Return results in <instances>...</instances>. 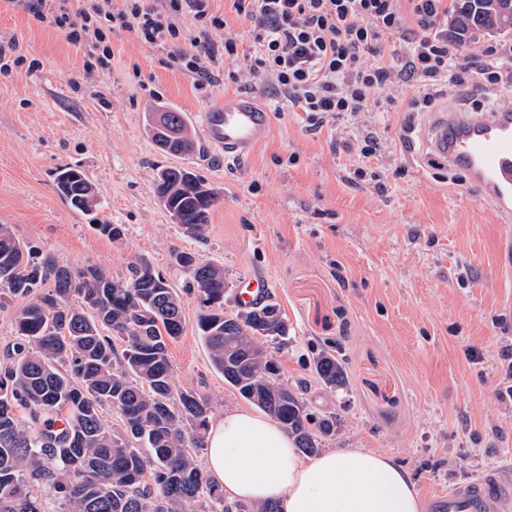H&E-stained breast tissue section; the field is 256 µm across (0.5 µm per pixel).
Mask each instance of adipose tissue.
Masks as SVG:
<instances>
[{"label":"adipose tissue","mask_w":512,"mask_h":512,"mask_svg":"<svg viewBox=\"0 0 512 512\" xmlns=\"http://www.w3.org/2000/svg\"><path fill=\"white\" fill-rule=\"evenodd\" d=\"M206 474L232 502H272L280 512H421L409 472L365 448L299 456L273 418L233 409L207 433Z\"/></svg>","instance_id":"obj_1"}]
</instances>
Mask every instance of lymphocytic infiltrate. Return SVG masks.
<instances>
[{"label": "lymphocytic infiltrate", "mask_w": 512, "mask_h": 512, "mask_svg": "<svg viewBox=\"0 0 512 512\" xmlns=\"http://www.w3.org/2000/svg\"><path fill=\"white\" fill-rule=\"evenodd\" d=\"M44 2L17 0L34 17H48L69 42L89 45L87 74L111 68V35L131 29L145 44L168 47L172 63L201 80H210L221 55L251 75L271 77L289 106L316 124L330 114L371 111L391 86L411 91V112L434 111L440 97L469 87L512 94V42L462 46L449 39L442 26L448 0H232L250 21L244 50L234 37L214 42L225 20L210 0H164L160 9L149 0H121L118 8L112 0H76V8L49 16ZM409 13L417 27L406 36ZM183 18L191 20L192 35L180 27ZM397 33L400 44H385Z\"/></svg>", "instance_id": "1"}]
</instances>
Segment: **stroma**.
Returning a JSON list of instances; mask_svg holds the SVG:
<instances>
[{
    "label": "stroma",
    "mask_w": 512,
    "mask_h": 512,
    "mask_svg": "<svg viewBox=\"0 0 512 512\" xmlns=\"http://www.w3.org/2000/svg\"><path fill=\"white\" fill-rule=\"evenodd\" d=\"M15 40L31 69L0 77V224L79 269L126 275L147 260L179 291L183 331L169 344L174 385L208 398L212 417L246 402L224 382L197 334L199 300L176 255L224 268L226 313H237L239 281L254 271L290 325V342L265 346L288 387L305 383L309 414L335 416L324 448H369L411 474L419 497L512 468V400L500 353L512 347V242L465 177L428 161L423 112L387 88L369 112L278 111L272 81L241 77L198 88L167 64V52L123 31L112 38L109 72L86 76L88 49L12 0H0V40ZM249 93L272 112V127L245 164L208 148L187 164L219 194L196 237L154 194L159 167L175 159L144 133L158 103L198 115L224 95ZM377 139L363 158L365 135ZM83 170L98 206L83 215L58 196V168ZM366 168L364 178L355 171ZM108 222L122 240L97 232ZM480 362H471L468 349ZM329 349L347 384L326 387L310 361Z\"/></svg>",
    "instance_id": "obj_1"
}]
</instances>
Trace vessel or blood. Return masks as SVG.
Returning <instances> with one entry per match:
<instances>
[{
    "label": "vessel or blood",
    "mask_w": 512,
    "mask_h": 512,
    "mask_svg": "<svg viewBox=\"0 0 512 512\" xmlns=\"http://www.w3.org/2000/svg\"><path fill=\"white\" fill-rule=\"evenodd\" d=\"M270 126L268 109L247 93L224 96L200 119L205 145L229 164L247 161ZM430 130L432 153L448 169L464 172L501 222L512 221V113L444 110L435 113ZM270 293L268 277L251 273L238 292V305L253 308ZM426 512H512V471L487 472L428 498Z\"/></svg>",
    "instance_id": "1"
}]
</instances>
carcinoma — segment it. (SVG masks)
Here are the masks:
<instances>
[{"label": "carcinoma", "instance_id": "1", "mask_svg": "<svg viewBox=\"0 0 512 512\" xmlns=\"http://www.w3.org/2000/svg\"><path fill=\"white\" fill-rule=\"evenodd\" d=\"M510 30L512 0H455L448 18V37L461 45L479 32ZM146 126L154 143L165 141L161 153H195L184 113L166 108ZM55 186L75 211L97 206L81 170L58 169ZM154 192L166 196L177 223L203 234L218 193L201 176L166 166ZM176 259L203 304L196 327L212 366L288 430L301 453L318 452L335 435L336 417H311L301 401L305 383L292 389L277 381V363L260 344L288 340L280 306L226 314L224 267L184 252ZM18 297L29 303L14 318L15 339L0 364V512H47L46 486L71 512H185L199 501L207 512H279L272 503L226 501L190 453L205 447L209 401L174 386L168 341L183 330V303L147 261L132 260L116 281L94 266H62L0 224V307ZM314 369L324 385H346L333 351L321 350ZM106 408L119 413L120 429L105 424Z\"/></svg>", "mask_w": 512, "mask_h": 512}]
</instances>
